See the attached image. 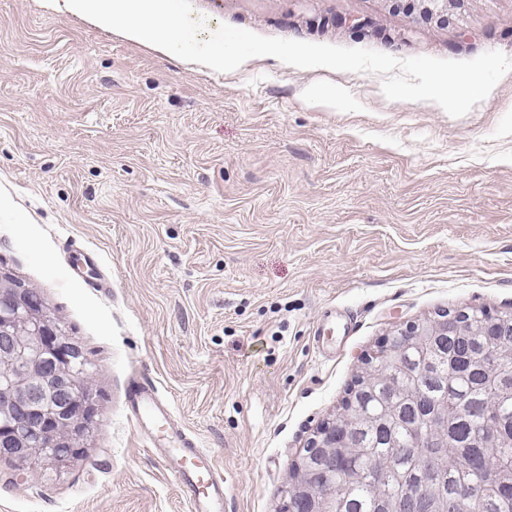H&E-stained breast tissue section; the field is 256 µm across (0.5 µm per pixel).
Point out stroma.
Segmentation results:
<instances>
[{
  "mask_svg": "<svg viewBox=\"0 0 512 512\" xmlns=\"http://www.w3.org/2000/svg\"><path fill=\"white\" fill-rule=\"evenodd\" d=\"M184 6L256 58L209 74L0 0V269L60 316L98 408L66 467L0 460V512H188L130 419L138 378L212 455L224 512H284L292 464L397 327L512 314V0L444 26L386 0ZM469 74L479 94L436 96ZM76 249L110 287L70 276ZM329 308L350 331L323 358ZM335 323L336 316H334L331 311H326L322 323H320L316 328L314 333V344L321 353L325 354L329 352L328 346L330 341L334 338L333 334L335 332Z\"/></svg>",
  "mask_w": 512,
  "mask_h": 512,
  "instance_id": "35a3bbf8",
  "label": "stroma"
}]
</instances>
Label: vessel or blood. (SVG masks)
Returning a JSON list of instances; mask_svg holds the SVG:
<instances>
[{
	"label": "vessel or blood",
	"mask_w": 512,
	"mask_h": 512,
	"mask_svg": "<svg viewBox=\"0 0 512 512\" xmlns=\"http://www.w3.org/2000/svg\"><path fill=\"white\" fill-rule=\"evenodd\" d=\"M133 422L151 431L150 447L175 478L190 512H224V479L209 453L171 421L167 405L149 381L130 391Z\"/></svg>",
	"instance_id": "1"
}]
</instances>
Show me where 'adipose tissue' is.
Here are the masks:
<instances>
[{
    "label": "adipose tissue",
    "mask_w": 512,
    "mask_h": 512,
    "mask_svg": "<svg viewBox=\"0 0 512 512\" xmlns=\"http://www.w3.org/2000/svg\"><path fill=\"white\" fill-rule=\"evenodd\" d=\"M42 5L102 33L119 32L161 55L216 72L247 60L237 45L225 42L222 25L187 15L182 0H43Z\"/></svg>",
    "instance_id": "adipose-tissue-1"
}]
</instances>
